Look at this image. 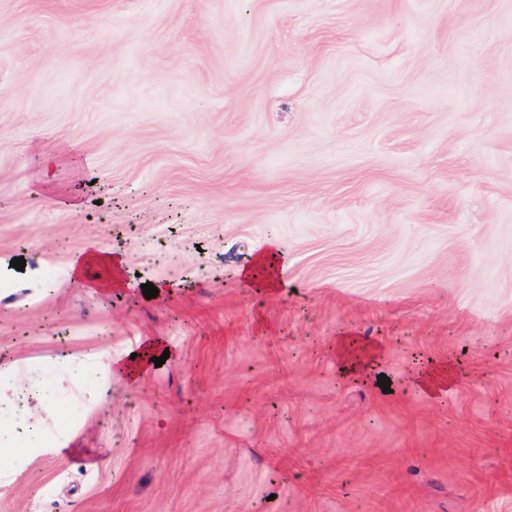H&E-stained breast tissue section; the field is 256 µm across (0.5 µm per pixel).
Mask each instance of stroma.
<instances>
[{"label":"stroma","mask_w":512,"mask_h":512,"mask_svg":"<svg viewBox=\"0 0 512 512\" xmlns=\"http://www.w3.org/2000/svg\"><path fill=\"white\" fill-rule=\"evenodd\" d=\"M0 358V512H512V0H0ZM269 249L259 253L253 260L251 266L241 268L238 275L248 280L256 281L257 288L274 290L278 288L275 278V251H278V245L275 242H269ZM261 271L263 276L258 277L257 272ZM154 347L152 344L142 351L129 352L125 354L124 358L112 357V351L92 352L81 358L67 357L62 360L61 367L65 378L69 380L76 379L82 365L88 363L95 367L106 381L98 398V403H105L111 396L109 380H112L115 375H125L134 379L141 369V364L144 361L143 355H147ZM132 353L137 354L135 359H131ZM18 374L19 369L15 363H0V407L16 399L18 388L15 377Z\"/></svg>","instance_id":"1"}]
</instances>
